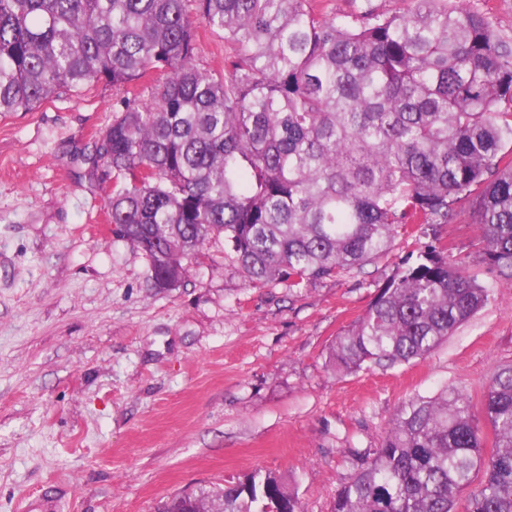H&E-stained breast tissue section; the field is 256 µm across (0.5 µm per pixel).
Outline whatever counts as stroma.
<instances>
[{
    "label": "stroma",
    "instance_id": "obj_1",
    "mask_svg": "<svg viewBox=\"0 0 512 512\" xmlns=\"http://www.w3.org/2000/svg\"><path fill=\"white\" fill-rule=\"evenodd\" d=\"M327 17L406 0H313ZM111 86L87 85L0 115V512H156L163 498L273 471L304 512L379 447L396 411L443 386L474 407L512 364V291L475 265L467 204L441 244L494 290L425 358L334 374L327 348L385 286L414 238L302 288L247 287L223 244L180 287L150 288L144 256L112 233L111 183L90 151L112 120Z\"/></svg>",
    "mask_w": 512,
    "mask_h": 512
}]
</instances>
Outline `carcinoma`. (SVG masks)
Returning <instances> with one entry per match:
<instances>
[{"mask_svg": "<svg viewBox=\"0 0 512 512\" xmlns=\"http://www.w3.org/2000/svg\"><path fill=\"white\" fill-rule=\"evenodd\" d=\"M0 0V114L92 82L115 92L95 161L112 172L107 215L166 288L223 239L248 285L298 287L386 253L431 224L365 312L336 336V374L429 355L491 299L439 242L467 200L480 262L512 289V37L478 12L411 0L391 15L317 14L307 0ZM236 46L224 72L195 66V25ZM163 76L150 102L132 86ZM482 413L445 389L403 404L332 512H512V365ZM492 435L486 446L484 429ZM224 512H303L272 473L193 496Z\"/></svg>", "mask_w": 512, "mask_h": 512, "instance_id": "obj_1", "label": "carcinoma"}]
</instances>
